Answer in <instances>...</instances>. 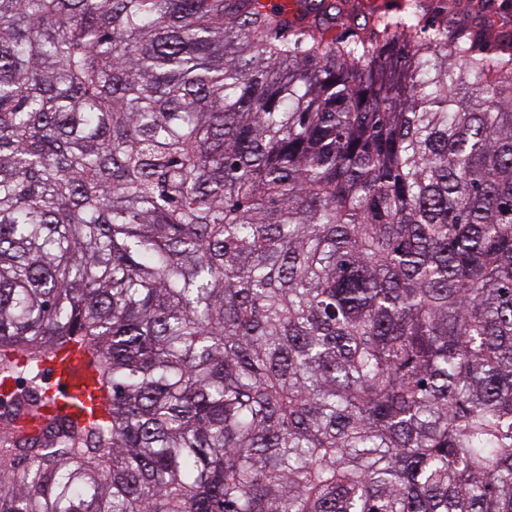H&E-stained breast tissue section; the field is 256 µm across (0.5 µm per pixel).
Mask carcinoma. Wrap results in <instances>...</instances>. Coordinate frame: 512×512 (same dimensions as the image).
<instances>
[{
    "mask_svg": "<svg viewBox=\"0 0 512 512\" xmlns=\"http://www.w3.org/2000/svg\"><path fill=\"white\" fill-rule=\"evenodd\" d=\"M293 2L0 0V512H512V35ZM336 1V11L329 10L331 17L336 14V20L328 21L333 26L336 36L348 34L357 27H365L373 12H394L406 0H325ZM345 4V5H343ZM49 378L50 395L55 406L62 408V412L76 411L75 404L78 402L91 405L88 399L91 390L90 373L79 350L70 351L65 361L56 364Z\"/></svg>",
    "mask_w": 512,
    "mask_h": 512,
    "instance_id": "obj_1",
    "label": "carcinoma"
}]
</instances>
